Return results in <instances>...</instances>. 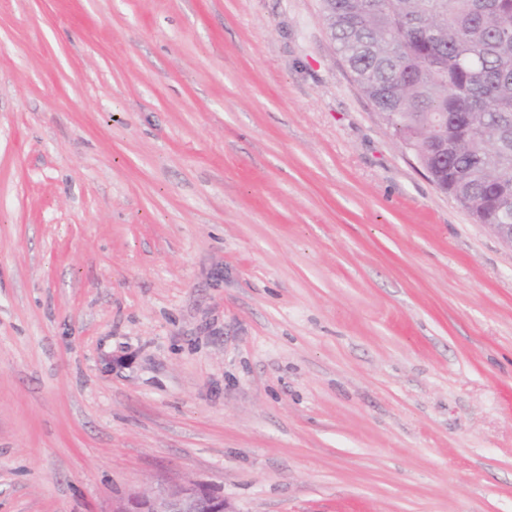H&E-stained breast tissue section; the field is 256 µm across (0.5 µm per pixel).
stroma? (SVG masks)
<instances>
[{"label": "stroma", "instance_id": "obj_1", "mask_svg": "<svg viewBox=\"0 0 512 512\" xmlns=\"http://www.w3.org/2000/svg\"><path fill=\"white\" fill-rule=\"evenodd\" d=\"M512 512V247L320 0H0V512ZM111 512H235L224 496L202 484L129 494L113 502Z\"/></svg>", "mask_w": 512, "mask_h": 512}]
</instances>
